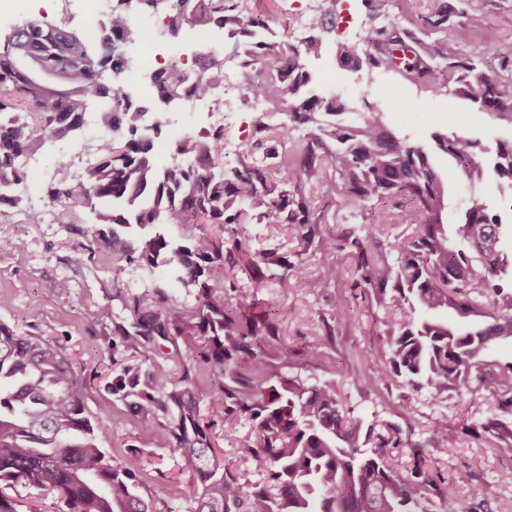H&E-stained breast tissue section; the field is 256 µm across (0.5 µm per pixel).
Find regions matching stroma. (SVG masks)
Returning <instances> with one entry per match:
<instances>
[{
  "instance_id": "stroma-1",
  "label": "stroma",
  "mask_w": 512,
  "mask_h": 512,
  "mask_svg": "<svg viewBox=\"0 0 512 512\" xmlns=\"http://www.w3.org/2000/svg\"><path fill=\"white\" fill-rule=\"evenodd\" d=\"M461 5L472 30L471 38L462 44L465 53L485 54L494 43L512 41V0H461ZM32 14L47 16L79 32L85 31L90 20L86 0H71L66 10L61 0H7L6 6L0 7V33ZM341 41L340 32L326 34L322 53L307 58L312 93L339 89L353 96L356 108L367 103L381 105L392 129L416 139L441 128L471 133L491 148L498 140L512 137V130L499 127L466 103L444 93H432L398 74L388 73L378 82L367 68L357 73L342 71L336 61V47ZM279 119V113L271 109L239 112L227 134L232 152L225 157V164L235 165L245 157L257 121L272 125ZM98 137V131L84 130L78 144H62L46 151L39 166L29 167L20 207L10 209L8 223L0 224V322L57 343L75 360L87 390L86 413L105 430L101 447L116 462L131 451L140 455L138 492L151 500L155 512H193L196 477L162 445L172 422L170 408L136 411L134 393L115 391L112 384L130 364L139 365L145 374L160 364L172 376H180L200 341L157 336L150 356L129 350L119 329L135 321L136 307H148L146 290L154 275L113 259L101 240L94 238L88 210L52 207L44 197V186L52 176L78 173L93 160ZM476 195L490 212L507 218L503 247L511 249L512 201L498 192L454 181L448 226L457 224L460 211ZM313 196L325 221L314 228L310 245H303L295 228L286 224L251 227V253L287 257L302 287L285 292L268 282L258 288L248 271L239 269L233 287L224 291L227 302L249 315L278 313L280 342L286 352L270 356L271 370L335 384L345 409L364 422L399 423V444L391 451L398 470L412 467L414 444H426L433 469L443 476L471 467L469 482L453 485L452 491L472 512H480L484 506L492 512H512V450L492 447L486 439L462 431L465 425L496 415L494 397L454 392L436 397L397 383L368 384V377L388 359L382 324L387 310L365 297L363 289L354 287L351 258L341 248L347 236L364 229L337 223V195L317 190ZM31 211L40 213V222H28ZM82 245L87 248L84 259L74 262V251ZM328 265L336 268V280L329 284L322 278ZM104 305L110 307L111 315L101 321L96 312ZM441 420L458 429L454 441L434 437L435 424ZM250 428L245 420L230 427L220 423L213 435L225 465L256 482L262 477L261 466L236 444L238 436Z\"/></svg>"
}]
</instances>
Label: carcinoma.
Listing matches in <instances>:
<instances>
[{"instance_id":"1","label":"carcinoma","mask_w":512,"mask_h":512,"mask_svg":"<svg viewBox=\"0 0 512 512\" xmlns=\"http://www.w3.org/2000/svg\"><path fill=\"white\" fill-rule=\"evenodd\" d=\"M130 0H117L110 30L132 33ZM145 16L169 19L170 39L208 26L235 40L243 53L241 89L260 90L284 119L255 125L251 161L226 169L224 129L207 137L184 135L171 161L157 158L155 142L166 121L147 126L158 102L185 100L184 85L208 95L224 81V58L207 64H176V76L153 78V97H133L108 75H126L113 58L110 38H98L40 17L23 20V32L0 35V223L5 205L19 206L15 185L24 181L23 160L46 144L73 142L84 129V113L101 112L115 132L93 147L96 159L73 180L51 179L47 203L86 207L98 224L96 235L112 255L196 290L188 310L154 286L146 314L121 330L127 348H151L141 338L198 336L194 365L217 377L208 403L224 421L243 418L251 430L238 438L259 461L263 478L248 481L224 467L212 442V421L195 397L192 368L175 380L156 367L144 385L127 369L120 387L137 389L136 408L161 404L176 410L164 438L196 475L194 512H472L414 449L413 467L402 472L390 462L399 428L383 421L363 426L345 410L330 383L311 384L267 371V349L279 336L277 315L249 317L224 303V288L235 255L255 286L275 281L304 288L290 277L288 260L274 254L249 256L250 224H322L305 188L341 191L336 220L343 224H412L414 235L384 260V244L366 234L346 239L355 286L394 313L384 318L388 361L370 382H395L436 396L483 391L501 397L500 417L467 432L512 449V356L490 358L512 346V290L500 282L512 272V253L500 245L502 218L480 202L459 213L455 239L448 237L444 210L451 177L491 188L512 182V141L494 150L456 131L433 132L414 140L392 130L374 106L358 112L334 93L311 94L304 57L322 47L320 34L334 14L330 6L307 15L308 36L299 45L270 31L249 0H209L206 18L189 0H136ZM428 14L371 28L337 48L340 61L397 72L421 85L448 92L493 121L512 128V42L490 49L498 66L464 57L457 38L466 12L452 0H434ZM59 73L38 81L31 70ZM304 131L301 137L296 132ZM448 161L442 170L438 160ZM294 180L288 190V179ZM230 224L227 240L187 242L165 229ZM85 387L72 361L41 336L20 333L0 322V485L54 491L69 512H153L137 493L142 461L137 453L114 464L99 447L103 428L85 414Z\"/></svg>"}]
</instances>
